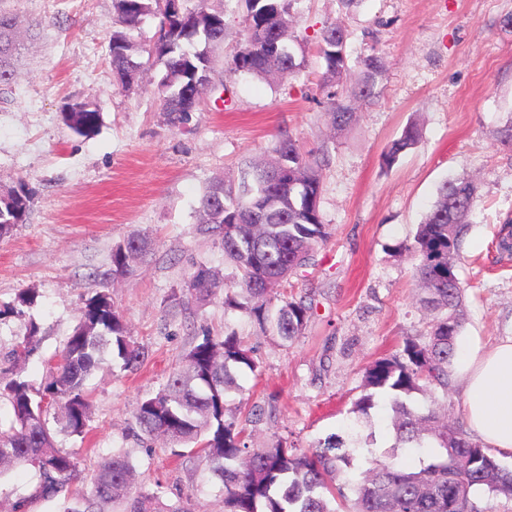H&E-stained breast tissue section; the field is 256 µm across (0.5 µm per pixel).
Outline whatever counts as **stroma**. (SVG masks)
I'll return each instance as SVG.
<instances>
[{
  "mask_svg": "<svg viewBox=\"0 0 512 512\" xmlns=\"http://www.w3.org/2000/svg\"><path fill=\"white\" fill-rule=\"evenodd\" d=\"M211 4L224 9V44L197 111L174 125L157 93L162 63L151 64L149 86L125 91L114 80L112 0H0L38 23L17 82L0 91V191L22 180L33 194L26 223L0 238V305L28 288L38 294L25 317L0 320V371L11 369L10 354L33 321L40 344L24 376L40 384L83 299L110 293L149 358L135 371L116 363L97 370L87 382V440L60 434L57 444L77 453L74 487L87 486L101 457L123 449L137 490L162 491L172 502L190 495L193 512H224L221 483L173 449L137 441L136 400L158 391L204 333L233 330L258 362L241 378L244 396L269 412L257 445L283 440L305 450L342 432L365 367L425 328L404 246L446 180H479L456 268L463 333L484 347L512 337V254L498 248L512 218V148L500 142L512 118V0H360L354 8L294 0L289 26L306 69L269 81L231 67L247 41L245 0ZM334 20L349 31L350 60L373 49L386 64L378 96L359 103L341 131L318 87L317 37ZM77 98L101 112L92 136L75 135L63 121ZM410 125L418 143L385 165L384 150ZM283 132L303 151L328 149L320 212L331 229L311 266L285 287L312 306L304 333L290 343L223 302L185 308L173 300L195 265L226 267L197 219L204 189L218 178L238 184L245 164L263 159ZM134 233L147 237V253L133 274L113 278L112 250ZM36 484L22 466L0 476V512L20 499L26 512H62L63 496L36 497Z\"/></svg>",
  "mask_w": 512,
  "mask_h": 512,
  "instance_id": "35a3bbf8",
  "label": "stroma"
}]
</instances>
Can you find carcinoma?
<instances>
[{"instance_id":"cac0c4a2","label":"carcinoma","mask_w":512,"mask_h":512,"mask_svg":"<svg viewBox=\"0 0 512 512\" xmlns=\"http://www.w3.org/2000/svg\"><path fill=\"white\" fill-rule=\"evenodd\" d=\"M293 0H246L248 39L233 59L235 70L265 78L273 74L295 77L305 68L288 46L292 40L288 16ZM116 27L109 40L112 70L123 90L142 86L146 66L134 60L138 52L133 32L148 16L159 18V41L150 55L162 62L165 74L158 84L163 110L172 123H181L197 110L206 87L193 83L189 61L204 63L206 76L213 70L214 50L224 43V10L206 5L181 12L194 19L191 30L177 27L165 0H113ZM22 24L16 15L0 10V86L16 82L14 59L25 49ZM347 32L341 23L324 24L318 40L325 72L321 85L333 124L342 128L354 119V104L373 98L386 67L375 52L357 61V82L342 84L349 72ZM67 127L79 136L95 134L100 126L97 106L74 100L63 112ZM419 140L415 126L407 127L383 154L386 165L413 148ZM328 150L304 152L289 135L278 138L270 158L241 171L237 187L212 182L202 195L198 223L217 236L224 259L234 269L232 279L204 264L190 274L187 294L206 304L224 305L271 324L276 336L292 342L305 329L310 307L302 301L284 300L274 313L288 277L308 266L316 248L331 237L323 223L319 202L320 169ZM478 195L473 179L447 181L412 242L404 249L414 261L419 286L418 302L428 321L423 340H408L402 349L369 364L363 372L362 393L353 402L355 414L344 435L331 434L313 448L299 451L279 441L272 447L251 444L249 427L263 420L264 412L235 398L242 393L238 375L256 371L254 349L235 332L205 334L185 354L182 367L172 372L156 393L140 399L133 410L137 436L145 444L158 440L188 448L189 462L206 466L224 486V512H335L338 499L348 512H484L474 497L481 489L489 497L512 499V469L494 452L473 441L464 425L440 414L438 395H448L456 338L464 314L463 287H448L456 275V260L469 225L465 218ZM32 193L21 182L0 196V237L26 223ZM138 234L112 250V274L131 271L135 255L145 251ZM37 299L33 291L18 294L0 309V318L21 317ZM39 327L31 321L13 349L15 360L27 359L37 349ZM149 351L134 341L112 297L97 291L85 297L77 323L57 354L43 387L35 388L17 370L0 377V397L11 404L13 420L0 429V476L15 466H25L37 478L36 492L54 497L76 475L75 454L55 443L46 422L48 408H59L57 423L70 436L86 438L91 417L87 380L112 360L125 370H136ZM428 398L419 406L413 395ZM388 397L394 443L380 457L373 455L371 410L378 397ZM426 448L440 452L428 463L420 454ZM418 455L419 466L409 459ZM134 466L129 454L118 449L102 459L91 478L89 492L67 497L64 512H101L100 505L126 503V512H191L177 502L168 504L158 492L133 488Z\"/></svg>"}]
</instances>
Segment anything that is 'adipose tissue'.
<instances>
[{
	"label": "adipose tissue",
	"mask_w": 512,
	"mask_h": 512,
	"mask_svg": "<svg viewBox=\"0 0 512 512\" xmlns=\"http://www.w3.org/2000/svg\"><path fill=\"white\" fill-rule=\"evenodd\" d=\"M453 368L466 383L467 428L486 446L512 451V338L485 349L458 337Z\"/></svg>",
	"instance_id": "ef3b65f1"
}]
</instances>
